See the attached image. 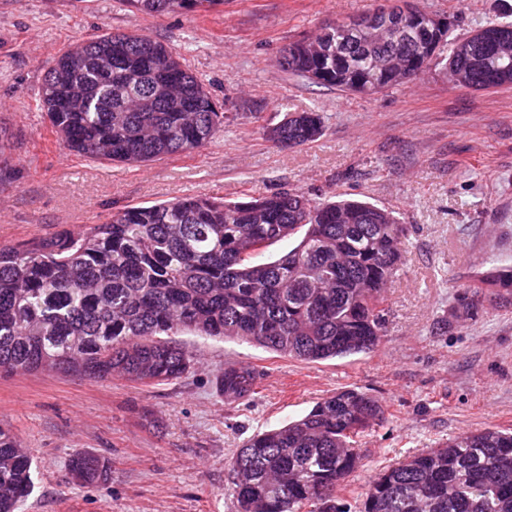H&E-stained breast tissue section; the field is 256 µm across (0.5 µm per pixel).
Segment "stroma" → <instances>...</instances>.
<instances>
[{"label":"stroma","instance_id":"1","mask_svg":"<svg viewBox=\"0 0 512 512\" xmlns=\"http://www.w3.org/2000/svg\"><path fill=\"white\" fill-rule=\"evenodd\" d=\"M386 0H224L205 14H146L126 0H0V246L106 223L112 213L183 196L337 193L392 210L406 228L388 290L387 334L368 354L304 362L237 339L179 340L198 362L151 384L58 371L0 374V424L33 458L19 512H237L226 461L253 435L355 388L385 418L364 436L345 479L355 502L385 465L488 426L512 429V299L475 293L512 266V85L452 86L440 67L372 95L308 84L279 65L324 26ZM450 16L455 33L512 20V0H414ZM148 35L179 56L219 100L223 131L199 151L142 165L62 149L38 107L45 76L69 46L105 33ZM319 112L316 142L284 149L265 136L286 114ZM256 373L228 404L225 366ZM87 452L108 479L76 482Z\"/></svg>","mask_w":512,"mask_h":512}]
</instances>
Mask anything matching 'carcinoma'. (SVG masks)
Returning a JSON list of instances; mask_svg holds the SVG:
<instances>
[{
  "mask_svg": "<svg viewBox=\"0 0 512 512\" xmlns=\"http://www.w3.org/2000/svg\"><path fill=\"white\" fill-rule=\"evenodd\" d=\"M147 14L210 12L224 0H127ZM454 24L435 45L457 87L512 84L494 51L491 22L466 37ZM400 37L343 34L286 49L280 66L343 92L377 93L426 72ZM39 105L66 149L141 164L191 154L224 128L204 83L164 44L144 34L106 33L77 43L45 77ZM323 120L295 112L269 135L281 148L315 142ZM296 246L266 260L283 240ZM404 258V227L368 201L311 202L284 189L224 200L184 197L131 206L104 224L0 246V372L46 368L105 380L121 375L159 383L192 369L196 354L174 340L236 338L305 362L370 353L386 335L387 288ZM512 296V273L482 279ZM255 376L224 367V402H239ZM385 415L355 388L318 401L304 416L255 435L228 459L237 512H351L336 489L362 466L357 438ZM73 479L109 475L98 457L77 453ZM33 486L32 459L0 425V512H17ZM356 512H512V430L463 433L379 470Z\"/></svg>",
  "mask_w": 512,
  "mask_h": 512,
  "instance_id": "1",
  "label": "carcinoma"
}]
</instances>
